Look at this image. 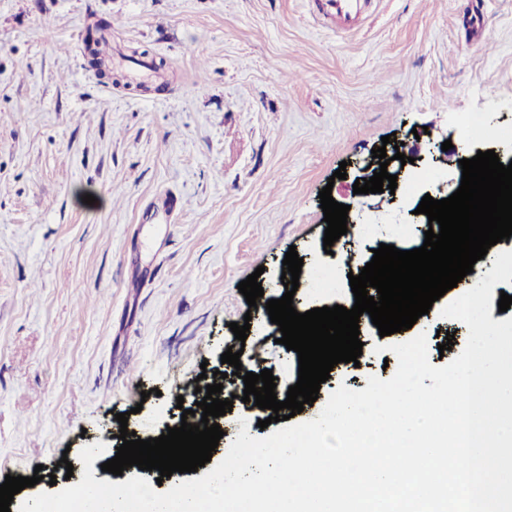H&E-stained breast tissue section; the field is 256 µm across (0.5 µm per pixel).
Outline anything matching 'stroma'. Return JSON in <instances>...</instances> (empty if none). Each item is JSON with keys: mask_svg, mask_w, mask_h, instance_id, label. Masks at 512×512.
I'll use <instances>...</instances> for the list:
<instances>
[{"mask_svg": "<svg viewBox=\"0 0 512 512\" xmlns=\"http://www.w3.org/2000/svg\"><path fill=\"white\" fill-rule=\"evenodd\" d=\"M102 21L110 56L163 63L150 92L92 67ZM469 114L512 156L497 136L512 124V0H370L348 36L318 0H0V483L53 473L52 457L74 462L97 442L113 458L120 413L141 439L165 433L203 371L225 373L233 400L213 462L240 429L260 436L270 412L241 401L221 356L271 370L282 401L298 355L263 317L236 340L230 325L249 309L239 283L259 273L278 299L289 248L307 268L325 258L327 186L353 223L376 222L379 242L403 224L405 246L420 247L412 203L351 194L332 174L355 177L391 134L454 183L441 145L471 147ZM460 294L401 333L363 324L358 364L335 365L294 423L342 384L391 378L377 345L423 333L432 365L458 356L468 328L440 310Z\"/></svg>", "mask_w": 512, "mask_h": 512, "instance_id": "1", "label": "stroma"}]
</instances>
